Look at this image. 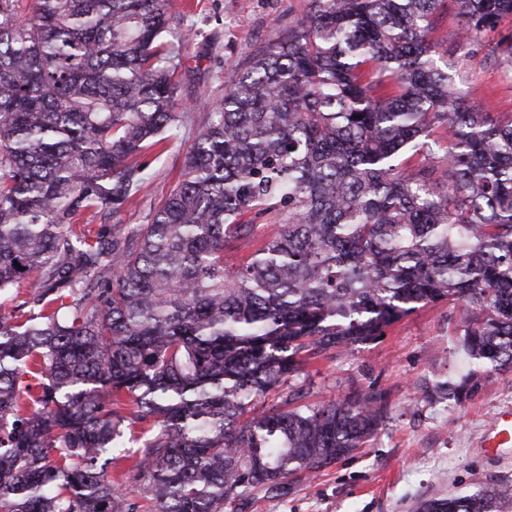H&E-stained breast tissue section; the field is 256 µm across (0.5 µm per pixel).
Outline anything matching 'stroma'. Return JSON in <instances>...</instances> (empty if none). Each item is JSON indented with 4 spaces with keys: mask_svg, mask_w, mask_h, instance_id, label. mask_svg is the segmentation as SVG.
I'll return each instance as SVG.
<instances>
[{
    "mask_svg": "<svg viewBox=\"0 0 512 512\" xmlns=\"http://www.w3.org/2000/svg\"><path fill=\"white\" fill-rule=\"evenodd\" d=\"M310 0H167L185 42L175 79L181 114L176 138L140 158L148 181L112 222L126 232L148 223L181 178L184 155L205 115L201 102L224 95L228 70L245 63L288 24L302 21ZM467 107L512 112V67L476 56L460 62ZM461 307L421 308L388 327L375 342L330 351L308 362L284 391L308 390L307 403L324 404L349 392L386 396V417L367 447L353 452L288 496L256 494L243 512H413L416 502L473 494L496 482L512 486V448L490 453L483 432L501 409L512 408V370L488 372L479 392L458 404L433 394L437 381L470 369L459 350Z\"/></svg>",
    "mask_w": 512,
    "mask_h": 512,
    "instance_id": "35a3bbf8",
    "label": "stroma"
}]
</instances>
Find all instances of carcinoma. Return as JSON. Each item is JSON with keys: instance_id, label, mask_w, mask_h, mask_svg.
<instances>
[{"instance_id": "1", "label": "carcinoma", "mask_w": 512, "mask_h": 512, "mask_svg": "<svg viewBox=\"0 0 512 512\" xmlns=\"http://www.w3.org/2000/svg\"><path fill=\"white\" fill-rule=\"evenodd\" d=\"M311 0L307 19L228 71L177 186L125 237L106 223L175 136L179 50L165 0H0V512H224L285 495L363 447L385 397L258 401L327 351L460 302L471 369L457 403L512 367V113L465 106L454 56L512 0ZM447 137L431 138L436 128ZM423 150L436 163L402 166ZM277 233L258 239L256 218ZM246 253L233 268L224 251ZM39 313L25 319L19 309ZM30 376L36 386L24 381ZM154 434L122 479L131 425ZM509 487L417 512H499ZM447 1L448 9L436 19L435 29L431 33V39L443 46L453 43L460 26L453 3H451V0Z\"/></svg>"}]
</instances>
